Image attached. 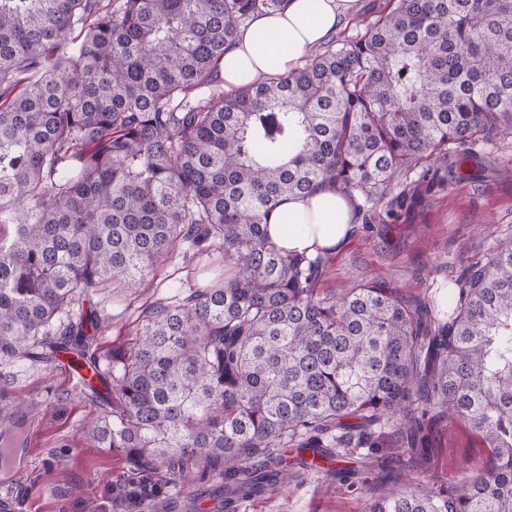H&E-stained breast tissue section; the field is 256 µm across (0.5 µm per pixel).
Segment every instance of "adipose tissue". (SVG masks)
Masks as SVG:
<instances>
[{
  "label": "adipose tissue",
  "mask_w": 512,
  "mask_h": 512,
  "mask_svg": "<svg viewBox=\"0 0 512 512\" xmlns=\"http://www.w3.org/2000/svg\"><path fill=\"white\" fill-rule=\"evenodd\" d=\"M359 8L360 0H288L279 13L255 16L224 54L225 91L288 74L354 20ZM360 223L357 199L324 183L310 194L284 199L269 218L268 233L292 253H333Z\"/></svg>",
  "instance_id": "1"
}]
</instances>
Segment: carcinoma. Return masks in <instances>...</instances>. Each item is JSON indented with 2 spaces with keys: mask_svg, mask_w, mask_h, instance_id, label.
I'll return each mask as SVG.
<instances>
[{
  "mask_svg": "<svg viewBox=\"0 0 512 512\" xmlns=\"http://www.w3.org/2000/svg\"><path fill=\"white\" fill-rule=\"evenodd\" d=\"M364 34L232 95L238 29L286 0H0V358L71 350L95 448L191 491L218 473L250 501L313 470L339 479L398 428L466 421L483 470L382 484L368 512H512V244L468 267L448 321L373 280L322 298L327 256L286 254L269 216L328 182L380 201L412 173L482 178L512 137V0H391ZM229 274L147 312L107 367L83 297L132 291L183 251ZM273 448L296 462L258 466Z\"/></svg>",
  "mask_w": 512,
  "mask_h": 512,
  "instance_id": "carcinoma-1",
  "label": "carcinoma"
}]
</instances>
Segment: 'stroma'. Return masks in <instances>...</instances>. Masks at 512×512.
Masks as SVG:
<instances>
[{
	"instance_id": "35a3bbf8",
	"label": "stroma",
	"mask_w": 512,
	"mask_h": 512,
	"mask_svg": "<svg viewBox=\"0 0 512 512\" xmlns=\"http://www.w3.org/2000/svg\"><path fill=\"white\" fill-rule=\"evenodd\" d=\"M404 189L416 192V200L393 209L391 223L360 225L349 242L332 254L319 293L341 295L379 277L426 302L444 322L448 312L442 299L456 287L465 268L487 263L499 244L512 243V145L493 149L492 169L484 181L421 191L408 183ZM218 259L213 251L179 257L160 270L149 288L117 297L108 288L97 291L92 302L103 325L94 347L104 354L130 343L146 309L168 298L164 277L180 278L190 291L219 274ZM0 374L10 378L13 398L25 402L33 415L32 456L26 472L16 478L0 469V494L15 496L20 512H159L149 496L133 509L118 503L122 488L145 480L170 498L168 512H224L217 500L207 496L186 504L177 497L166 471H146L121 453L88 447L84 427L91 408L60 369L0 359ZM426 432L430 458L406 466L383 458L361 468L365 482L355 489L323 474L308 476L249 502L240 512H365L380 483L403 482L426 470L439 484L449 485L482 467L487 448L465 421L432 420Z\"/></svg>"
}]
</instances>
